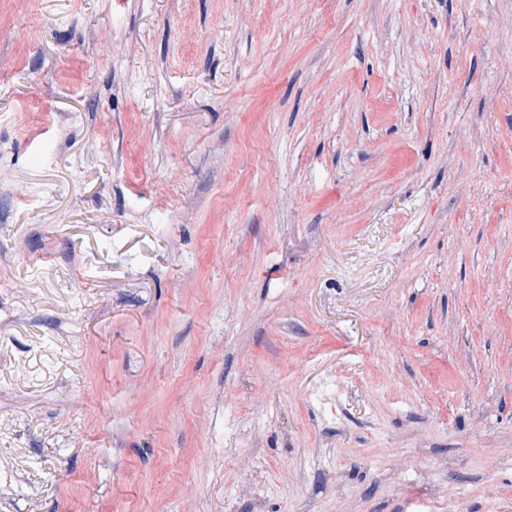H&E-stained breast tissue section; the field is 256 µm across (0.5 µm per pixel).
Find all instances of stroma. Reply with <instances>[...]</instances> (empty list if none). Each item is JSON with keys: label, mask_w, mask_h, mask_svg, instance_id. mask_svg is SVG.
<instances>
[{"label": "stroma", "mask_w": 512, "mask_h": 512, "mask_svg": "<svg viewBox=\"0 0 512 512\" xmlns=\"http://www.w3.org/2000/svg\"><path fill=\"white\" fill-rule=\"evenodd\" d=\"M0 512H512V0H0Z\"/></svg>", "instance_id": "1"}]
</instances>
